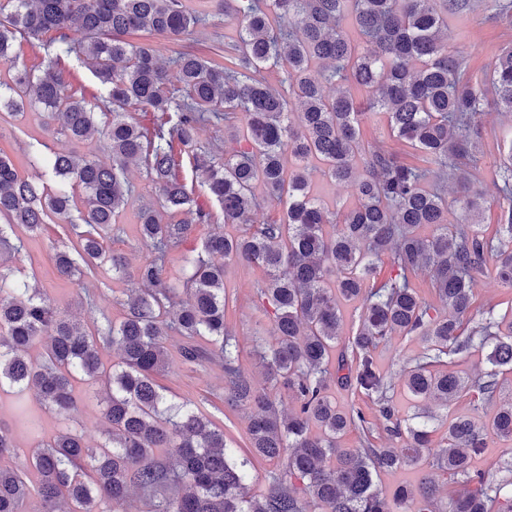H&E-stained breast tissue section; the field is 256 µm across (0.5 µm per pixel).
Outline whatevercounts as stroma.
<instances>
[{"label": "stroma", "mask_w": 512, "mask_h": 512, "mask_svg": "<svg viewBox=\"0 0 512 512\" xmlns=\"http://www.w3.org/2000/svg\"><path fill=\"white\" fill-rule=\"evenodd\" d=\"M495 5L496 0H478L473 9L450 23L451 28L464 30L465 39L454 40L453 45L465 48L468 54V70L477 76L481 75L484 67L501 49L512 46V26L492 25L486 21ZM476 123L481 133V152L476 168H464L462 175L470 187L469 194L479 196L483 203L477 220L482 231L491 235L495 233L499 223L502 199L497 171L502 158L503 142L512 137V114L487 112L477 116ZM53 152H68L80 157L92 156L103 163L112 160L109 150L99 139L76 142L58 138L46 131L44 118L37 114L28 113L15 118L0 112V154L10 157L23 175L38 174V167L32 164L34 154L47 156ZM129 181L133 193L119 224L115 225L110 238L105 240L104 247L107 251L126 256L135 265L152 254L151 246L138 234L136 214L141 204L155 201L157 195L144 172L131 170ZM466 195L459 193L456 181H449L446 192L449 222L453 223L465 217ZM9 237L11 243L19 242L23 245L16 265L24 270L30 283L43 289L51 301L70 316L80 320L85 327L94 328L105 316L114 320L122 317L124 301L138 286L134 273L115 276L111 272L102 271L85 277L79 285L61 277L56 268V255L58 252L71 250L73 240L72 233L63 224L44 225L41 233L36 235L17 226L10 232ZM263 277V270L254 265L230 263L224 268V290L229 300L226 324L242 351V369L260 389L266 388L268 381L254 355V348L275 341L273 310L258 298L256 292V286ZM87 293L96 296L97 308L91 309L82 305L81 298ZM510 307L512 308V288L499 282L494 270H487L474 284V315H482L491 308L501 314ZM181 343L180 336L170 334L167 342L170 362L167 371L159 378L160 384L166 386L176 398L192 400L200 413L209 417L217 427L223 428L225 440L235 448L237 454H245L248 413L240 408L225 406L223 367L212 360L194 366L183 364L178 353ZM423 350L424 345L420 340L396 334L377 347L374 361L390 385V397L403 414L413 415L422 406L434 414L433 450H440L442 446L448 429V417L469 416L485 423L492 418L499 405L512 400V373L505 371L499 376L500 395L494 404H482L471 393L452 401L445 408L431 401L419 404L406 390L404 369ZM328 392L340 408L360 407L370 424L369 432L352 430L345 434L342 438L343 447L357 448L367 439L375 447H391L392 442L384 430L378 409L370 400L334 383L330 384ZM104 393L105 389L101 385L76 383L78 411L67 421L45 412L36 391L29 390L19 396L13 390L7 389L0 392V426L9 430L15 446L19 448L32 447L36 437L47 439L69 426L83 430L90 441L96 442L102 439L105 430L102 419ZM24 412L39 417L40 435H33L21 420L20 415ZM474 467L493 482L511 478L512 443L495 435H488L486 447L475 458ZM425 475L438 483L439 498L443 501L447 500L450 493L461 491L465 487L463 477H450L425 463L380 473L375 484L379 491L389 495L398 487L416 486Z\"/></svg>", "instance_id": "stroma-1"}]
</instances>
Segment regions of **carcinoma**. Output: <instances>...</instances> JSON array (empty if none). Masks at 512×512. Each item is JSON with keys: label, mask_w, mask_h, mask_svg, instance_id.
Here are the masks:
<instances>
[{"label": "carcinoma", "mask_w": 512, "mask_h": 512, "mask_svg": "<svg viewBox=\"0 0 512 512\" xmlns=\"http://www.w3.org/2000/svg\"><path fill=\"white\" fill-rule=\"evenodd\" d=\"M470 0H216L237 37L208 54L181 50L160 63L153 38L189 36L205 17L182 0H0V107L12 116L25 107L46 111L54 133L75 141H107L112 163L66 152L45 158L63 186L22 176L0 155V249L18 252L6 227L37 233L57 219L70 225L80 261L57 254L59 274L81 280L99 270L126 271L123 257L107 252L132 193L131 165L145 170L158 190V206L139 209L142 238L153 255L136 268L139 288L124 302L121 320L104 319L87 331L40 290L3 270L0 252V390L36 389L45 408L77 412L73 385L104 382L107 437L93 444L79 430L40 439L20 467L0 465V512H26L28 473L38 475L41 512H119L134 491L148 512H436L438 487L429 477L417 489L392 497L373 486V474L420 463L431 447L428 423H412L388 396L372 352L395 333L420 338L424 355L406 369L415 398L441 406L467 391L490 403L497 398L499 368L512 369V321L500 329L493 311L471 315L474 282L494 262L498 279L512 288V139L504 141L499 167V236L486 237L468 218L448 222L444 184L464 162L475 161L479 131L474 116L489 109L512 113V47L492 60L481 80L461 51L448 48V15ZM512 20V0H499L486 21ZM49 62L36 73L11 55L17 37L41 40ZM74 54L107 86L112 108L101 112L76 96L56 58ZM279 76V88L268 76ZM158 112L143 128L134 111ZM373 112L387 116L398 141L419 151L426 165L365 141L361 127ZM297 119H292V115ZM224 124V157L198 145V125ZM183 148L193 177L222 211V220L198 203L176 172ZM334 182L349 183L355 201L332 212L321 200L309 167ZM287 198L285 217L251 223L260 206L253 185ZM78 214L82 224L73 223ZM196 224L214 231L195 255H185L182 277L165 276L168 254ZM244 224L236 237L224 225ZM335 224L328 234L325 226ZM430 229L429 234L422 229ZM389 256L394 275L375 282ZM261 267L260 299L274 310L273 345L256 356L272 388H253L239 365L240 349L225 324L224 264ZM424 271L449 313L434 316L421 301L412 275ZM189 295L183 301L181 294ZM362 300L351 351L333 359L341 336L343 301ZM474 322L470 331L465 323ZM182 337L179 354L191 364L210 354L224 362V400L249 411L250 452L237 459L224 432L189 400L176 401L157 382L168 363L170 332ZM40 345L39 358L28 357ZM491 345L492 369L470 379L443 369L450 355ZM117 362L105 368L100 350ZM337 383L377 405L396 448H344L349 428L369 431L362 409L341 410L328 393L329 366ZM297 406L280 407L279 391ZM485 427L470 418L448 423L443 448L429 465L474 488L448 498L441 512H512V479L496 484L471 470L485 447ZM512 440V402L489 424ZM281 468L267 492L245 494L254 458ZM172 459L170 466L167 459ZM166 487L178 489L163 495Z\"/></svg>", "instance_id": "cac0c4a2"}]
</instances>
